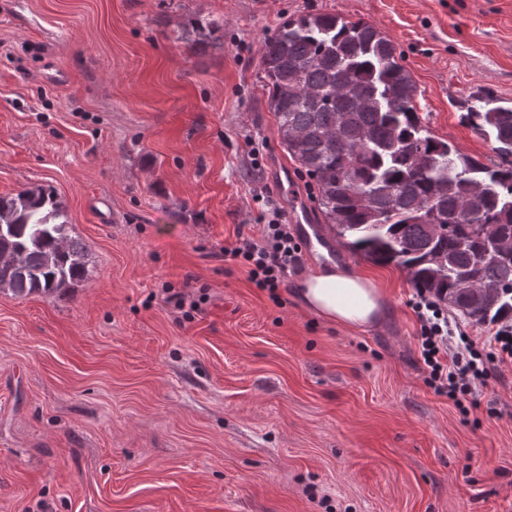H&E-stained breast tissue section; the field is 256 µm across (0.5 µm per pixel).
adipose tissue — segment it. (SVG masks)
Returning a JSON list of instances; mask_svg holds the SVG:
<instances>
[{
    "label": "adipose tissue",
    "instance_id": "adipose-tissue-1",
    "mask_svg": "<svg viewBox=\"0 0 512 512\" xmlns=\"http://www.w3.org/2000/svg\"><path fill=\"white\" fill-rule=\"evenodd\" d=\"M294 294L306 309L353 328L372 325L383 312L375 282L338 266L318 267L298 283Z\"/></svg>",
    "mask_w": 512,
    "mask_h": 512
}]
</instances>
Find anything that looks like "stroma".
<instances>
[{
  "mask_svg": "<svg viewBox=\"0 0 512 512\" xmlns=\"http://www.w3.org/2000/svg\"><path fill=\"white\" fill-rule=\"evenodd\" d=\"M373 24L438 138L512 102V0H0V196L53 187L89 279L0 291V512H512V365L479 404L425 383L407 272L354 253L384 321L272 300L222 247L296 165L267 106L287 17ZM200 307L165 303L167 289Z\"/></svg>",
  "mask_w": 512,
  "mask_h": 512,
  "instance_id": "35a3bbf8",
  "label": "stroma"
}]
</instances>
